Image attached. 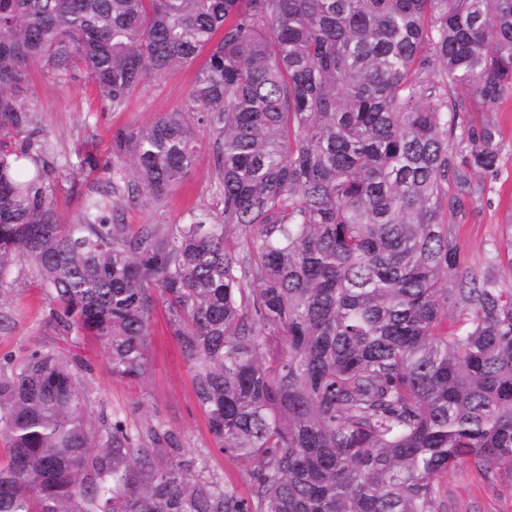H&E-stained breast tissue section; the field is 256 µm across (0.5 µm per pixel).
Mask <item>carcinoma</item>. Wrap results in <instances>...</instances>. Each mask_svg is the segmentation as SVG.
<instances>
[{
  "mask_svg": "<svg viewBox=\"0 0 512 512\" xmlns=\"http://www.w3.org/2000/svg\"><path fill=\"white\" fill-rule=\"evenodd\" d=\"M202 54L182 109L78 156L109 176L62 223L34 75L122 112ZM510 94L512 0H0V298L31 264L57 331L129 381L163 310L249 464L243 495L173 432L97 426L77 360L37 348L0 374V512H452L464 465L512 489V238L471 270L448 223L499 159L467 113ZM199 128L220 208L123 223Z\"/></svg>",
  "mask_w": 512,
  "mask_h": 512,
  "instance_id": "carcinoma-1",
  "label": "carcinoma"
}]
</instances>
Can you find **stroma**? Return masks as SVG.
Masks as SVG:
<instances>
[{"label":"stroma","instance_id":"1","mask_svg":"<svg viewBox=\"0 0 512 512\" xmlns=\"http://www.w3.org/2000/svg\"><path fill=\"white\" fill-rule=\"evenodd\" d=\"M197 68L149 79L130 98L124 111H101L91 85L66 87L46 76H36L29 100L50 146V157L60 171L54 204L65 223L78 220L90 179L77 170L78 154L91 151L107 157L114 128L143 123L158 113L179 108L194 81ZM492 122L501 131L499 160L492 173L470 175L466 208L449 214L466 265L484 269L506 235L512 234V95L493 107H476L471 123ZM197 161L187 180L174 190L164 208L142 200L123 208L127 224H172L189 209L215 207L214 162L211 139L197 133ZM19 286L0 299V365L21 359L28 350L45 347L76 358L83 365L85 395L96 414L123 420L132 432L154 426L174 432L182 447L203 459L217 477L247 488V466L225 458L209 432L199 408L191 377L163 314H156L151 338V361L144 379L130 382L112 378L106 368L103 345L93 338L63 336L50 322L49 304L33 269L13 267ZM456 512H512V491L483 486L467 469L450 472L444 480Z\"/></svg>","mask_w":512,"mask_h":512}]
</instances>
